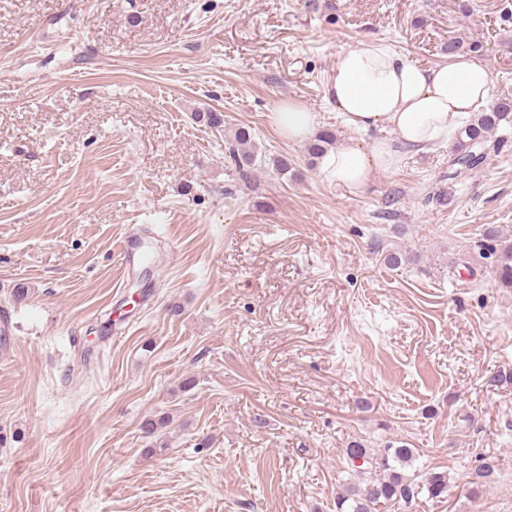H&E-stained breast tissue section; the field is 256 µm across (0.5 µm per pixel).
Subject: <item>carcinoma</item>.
<instances>
[{
  "label": "carcinoma",
  "mask_w": 512,
  "mask_h": 512,
  "mask_svg": "<svg viewBox=\"0 0 512 512\" xmlns=\"http://www.w3.org/2000/svg\"><path fill=\"white\" fill-rule=\"evenodd\" d=\"M512 127V101L503 99L489 111L480 112L473 122L462 127L457 134L454 146L455 157L462 167L456 175L467 174L478 168L485 159L479 151L485 147L488 138L502 127ZM229 158L235 168L243 173L255 166L256 155L250 142V134L245 130L235 131L226 139ZM336 142V136L325 131L309 144L308 153L317 157ZM475 247L496 257V276L504 288H512V235L498 230H490L485 237L475 243ZM373 251L382 257L383 264L395 269L406 261L400 251L380 250V243L373 245ZM346 460L355 479L343 484L336 496V512H389V508L402 501L409 505L419 494L441 500L448 493V475L429 471L420 478L410 477L397 471V467L409 465L414 451L407 444L394 445L389 442L382 449L368 448L362 441L353 440L345 449ZM495 464L491 457L469 472L470 483L482 486L490 481Z\"/></svg>",
  "instance_id": "cac0c4a2"
}]
</instances>
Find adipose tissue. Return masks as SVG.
<instances>
[{"instance_id":"adipose-tissue-1","label":"adipose tissue","mask_w":512,"mask_h":512,"mask_svg":"<svg viewBox=\"0 0 512 512\" xmlns=\"http://www.w3.org/2000/svg\"><path fill=\"white\" fill-rule=\"evenodd\" d=\"M325 99L349 129L383 133L367 147L341 142L317 160L326 181L356 191L396 164L393 142L421 151L453 139L459 126L487 110L490 80L474 56L428 66L387 42L369 40L338 54ZM271 120L294 143L310 141L319 125L317 113L295 101L277 106Z\"/></svg>"}]
</instances>
